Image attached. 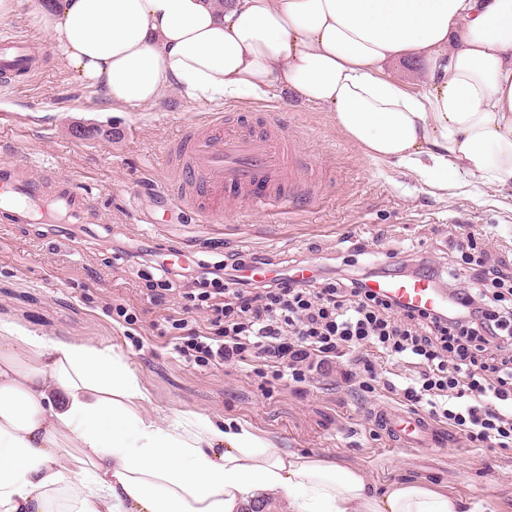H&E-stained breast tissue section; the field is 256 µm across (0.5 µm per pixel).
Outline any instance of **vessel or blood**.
I'll return each instance as SVG.
<instances>
[{
    "label": "vessel or blood",
    "instance_id": "obj_1",
    "mask_svg": "<svg viewBox=\"0 0 512 512\" xmlns=\"http://www.w3.org/2000/svg\"><path fill=\"white\" fill-rule=\"evenodd\" d=\"M39 51L32 39L0 34V78L34 72ZM166 163L178 182L171 205H191L217 216L206 206L213 194L240 201L270 216L292 212L300 201L313 199L302 153L276 118L262 130L240 123L226 124L223 113L201 116L174 142ZM24 161L0 163V220L8 224H64L72 213L90 208L91 198L73 183H59L52 169L30 174ZM374 293L417 309H444L448 296L426 278L374 280ZM376 421L398 448H437L446 440L443 430L426 417L386 404L374 411Z\"/></svg>",
    "mask_w": 512,
    "mask_h": 512
}]
</instances>
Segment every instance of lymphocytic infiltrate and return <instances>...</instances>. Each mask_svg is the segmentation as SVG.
Listing matches in <instances>:
<instances>
[{
    "instance_id": "obj_1",
    "label": "lymphocytic infiltrate",
    "mask_w": 512,
    "mask_h": 512,
    "mask_svg": "<svg viewBox=\"0 0 512 512\" xmlns=\"http://www.w3.org/2000/svg\"><path fill=\"white\" fill-rule=\"evenodd\" d=\"M258 255L203 266L182 297L172 326L186 361L233 362L257 376L304 383L310 370L346 359L358 387L383 390L442 427L464 433L473 448H511L512 307L506 280L476 270L475 287L451 292L447 312L408 308L370 291L369 274H315L306 280L239 278Z\"/></svg>"
}]
</instances>
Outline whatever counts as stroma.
I'll return each instance as SVG.
<instances>
[{
	"mask_svg": "<svg viewBox=\"0 0 512 512\" xmlns=\"http://www.w3.org/2000/svg\"><path fill=\"white\" fill-rule=\"evenodd\" d=\"M257 122L278 118L295 135L321 185L318 205L273 220L238 202L225 204L211 222L181 206L161 224L140 222L152 212L170 175L162 164L169 143L207 112ZM78 126L97 136L73 135ZM0 161L32 160L53 167L63 182L82 184L95 212L77 239L48 224L0 223V321L59 340L108 346L135 371L148 410L171 416L199 412L215 421L242 422L289 451L330 456L363 469L377 484L414 480L462 499L467 512H512V447L469 448L462 436L433 449H397L372 426V404L393 402L384 390L353 393L339 363L330 376L305 384H279L264 394L253 372L227 363H187L174 349L177 330L158 331L163 317L178 316L182 300L158 303L151 262L130 267L111 244L138 253L179 248L185 260L219 262L242 253L268 258L273 270L314 264L355 270L372 263L396 272L408 255H422L450 287L472 285L478 251L512 267V194L469 184L445 195L427 193L421 178L398 166L366 159L337 131L329 112L287 101L274 90L261 100L212 103L163 91L149 105L112 110L66 73L53 54L45 70L24 82L0 83ZM470 225L477 247L458 251L455 227ZM130 308L134 324L119 318Z\"/></svg>",
	"mask_w": 512,
	"mask_h": 512,
	"instance_id": "obj_1",
	"label": "stroma"
}]
</instances>
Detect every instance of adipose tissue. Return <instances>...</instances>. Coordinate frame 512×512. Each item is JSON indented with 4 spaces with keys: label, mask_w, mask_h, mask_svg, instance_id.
<instances>
[{
    "label": "adipose tissue",
    "mask_w": 512,
    "mask_h": 512,
    "mask_svg": "<svg viewBox=\"0 0 512 512\" xmlns=\"http://www.w3.org/2000/svg\"><path fill=\"white\" fill-rule=\"evenodd\" d=\"M37 14L61 66L112 106L277 89L429 188L512 185V0H45ZM403 62L423 91L390 73ZM146 400L112 348L0 323V512H464L244 425L157 419Z\"/></svg>",
    "instance_id": "1"
}]
</instances>
